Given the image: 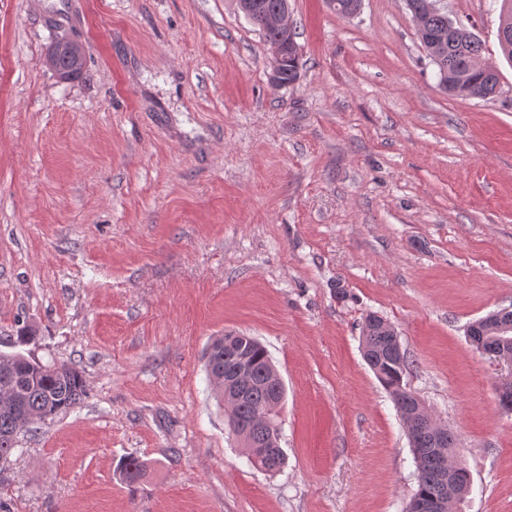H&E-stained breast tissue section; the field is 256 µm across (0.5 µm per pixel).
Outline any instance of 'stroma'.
I'll use <instances>...</instances> for the list:
<instances>
[{"mask_svg": "<svg viewBox=\"0 0 512 512\" xmlns=\"http://www.w3.org/2000/svg\"><path fill=\"white\" fill-rule=\"evenodd\" d=\"M288 4L301 77L277 87L237 0H0V353L75 364L87 388L20 434L8 512H405L416 465L361 354L369 312L458 438L457 512H512V367L466 335L512 311L499 4L440 0L498 71L491 99L441 89L405 0ZM62 39L84 52L68 81L43 62ZM228 331L282 376L279 473L208 382ZM243 451L244 454L251 460V462L260 470L265 472H276L280 470L285 464V455L283 450H281L275 456L263 455L258 452L259 448H248L246 444L244 445Z\"/></svg>", "mask_w": 512, "mask_h": 512, "instance_id": "obj_1", "label": "stroma"}]
</instances>
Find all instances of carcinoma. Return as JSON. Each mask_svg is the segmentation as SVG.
<instances>
[{
	"label": "carcinoma",
	"instance_id": "obj_1",
	"mask_svg": "<svg viewBox=\"0 0 512 512\" xmlns=\"http://www.w3.org/2000/svg\"><path fill=\"white\" fill-rule=\"evenodd\" d=\"M417 34L423 46L429 39L446 36L443 58L432 59L438 68L440 84L448 94L461 98H488L497 93L499 75L472 65L482 58V46L465 28L455 25L448 14L439 9L425 13L417 25ZM299 56L288 58L279 68L280 81L286 86L300 78ZM55 71L68 79L78 75L83 61L68 52H58L54 59ZM382 317L372 312L361 325L363 357L377 380L391 396L399 414L411 410L417 399L404 383L409 368L406 351L399 339L386 334L381 327ZM234 344L248 356L251 383L245 398L233 411L232 422L251 447H243L244 454L259 469L276 472L285 464L284 452L275 456L263 455L254 448L262 436L254 431L258 415L266 412L278 397V381L274 364L266 347L254 336L235 333ZM214 352L206 373L214 395L221 398L224 370L231 363L224 361L223 340L213 342ZM86 383L82 372L67 363L43 364L20 353H0V462L5 464L16 450L18 435L37 421L44 422L78 405L85 397ZM417 489L414 497H448V512L462 500L469 487V473L461 468L454 484H448V471L439 454L432 452L415 459ZM144 470L143 462L129 457L121 464L124 478L132 483Z\"/></svg>",
	"mask_w": 512,
	"mask_h": 512
}]
</instances>
